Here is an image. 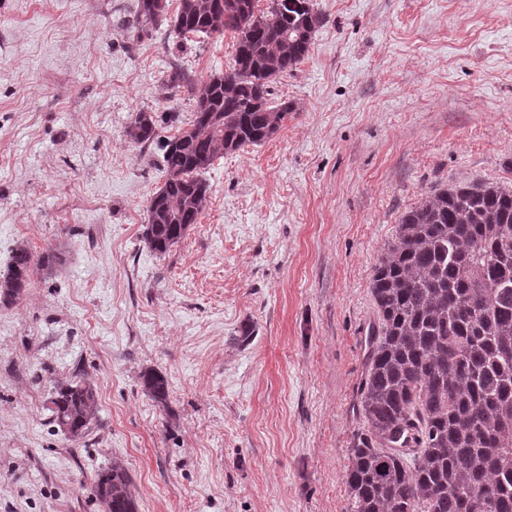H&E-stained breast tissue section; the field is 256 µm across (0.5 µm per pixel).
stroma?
Listing matches in <instances>:
<instances>
[{
    "mask_svg": "<svg viewBox=\"0 0 512 512\" xmlns=\"http://www.w3.org/2000/svg\"><path fill=\"white\" fill-rule=\"evenodd\" d=\"M137 4L0 0V271L20 244L59 255L0 304V512H101L115 461L137 512H352L374 270L426 197L512 188V0H313L309 55L274 86L293 116L215 161L163 256L141 238L161 153L126 127L190 122L166 72L227 70L236 40L132 36ZM76 376L98 411L72 439L47 398ZM143 387L145 392L156 403L164 404L168 396L167 380L157 373H147L143 377Z\"/></svg>",
    "mask_w": 512,
    "mask_h": 512,
    "instance_id": "stroma-1",
    "label": "stroma"
}]
</instances>
